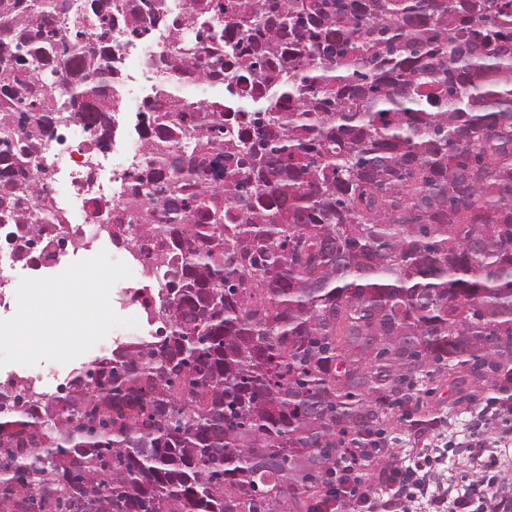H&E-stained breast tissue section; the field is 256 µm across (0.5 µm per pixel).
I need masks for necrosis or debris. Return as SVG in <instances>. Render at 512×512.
<instances>
[{
    "label": "necrosis or debris",
    "mask_w": 512,
    "mask_h": 512,
    "mask_svg": "<svg viewBox=\"0 0 512 512\" xmlns=\"http://www.w3.org/2000/svg\"><path fill=\"white\" fill-rule=\"evenodd\" d=\"M114 66L118 78H125L128 61H135L138 70L148 68L151 58L159 55L175 56L182 49L174 41L168 29L153 26L149 38L142 43L130 41L122 20L112 25ZM78 128L77 139L67 148H60L58 138H49L30 156L27 174L37 182L63 181L67 194L80 205L79 215H72L67 205H59L56 215L58 224L52 225L50 234L32 238L31 266L53 269L67 255L92 248L94 243L111 238L114 219L125 224L144 221L146 198L132 188V172L146 168L149 161L129 128H121L117 138L125 145L123 158L118 164H110L108 156L95 148L92 137L82 120L72 122ZM109 171L108 179H101V171ZM116 259L123 269L134 275V287L123 300L134 325L123 332L125 340L142 337V323L148 311L157 303V290L161 285L159 269L155 261L133 247L116 252ZM69 366L67 363L50 367L47 372H32L24 360H16L7 374L10 381L31 387L47 396L58 392Z\"/></svg>",
    "instance_id": "1"
}]
</instances>
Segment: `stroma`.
<instances>
[{
  "instance_id": "35a3bbf8",
  "label": "stroma",
  "mask_w": 512,
  "mask_h": 512,
  "mask_svg": "<svg viewBox=\"0 0 512 512\" xmlns=\"http://www.w3.org/2000/svg\"><path fill=\"white\" fill-rule=\"evenodd\" d=\"M86 269L105 281L104 300L95 304L99 317L87 324L81 314H74L67 322L45 328L27 323L21 316L20 302H13L10 310L0 312V369H7L15 359H23L38 367L57 358L70 359L80 364L95 356V341L110 332L122 331L128 314L120 300L127 287L132 286L131 275L112 264V248L102 244L90 252L71 257L67 268L50 277L57 285L75 278ZM15 336L29 337L31 348H16L10 340ZM447 420L421 447H398L397 464L410 475L409 486L428 485L431 491L441 492L461 486H478L486 482L512 493V440L504 438L499 425L483 430L480 437H472L471 424L477 419L480 405L453 406L443 402Z\"/></svg>"
}]
</instances>
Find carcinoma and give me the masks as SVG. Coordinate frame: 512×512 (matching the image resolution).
<instances>
[{
  "instance_id": "1",
  "label": "carcinoma",
  "mask_w": 512,
  "mask_h": 512,
  "mask_svg": "<svg viewBox=\"0 0 512 512\" xmlns=\"http://www.w3.org/2000/svg\"><path fill=\"white\" fill-rule=\"evenodd\" d=\"M0 0V215L51 217L26 174L75 114L123 110L117 0ZM135 37L182 41L144 109L167 250L148 338L62 393L0 389V512H336L352 448L396 481L486 388L512 401V0H123ZM224 42V51L206 47ZM224 91L195 101L189 76Z\"/></svg>"
}]
</instances>
